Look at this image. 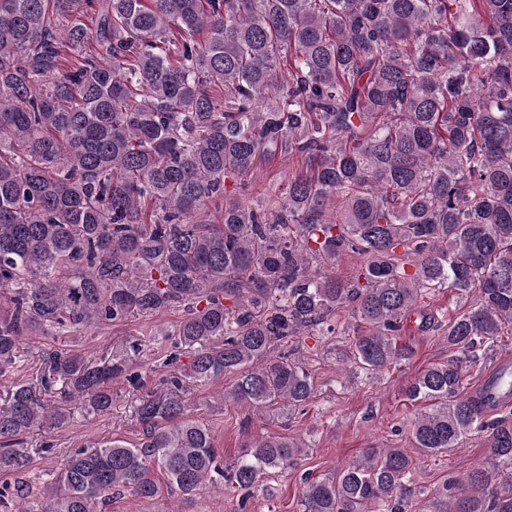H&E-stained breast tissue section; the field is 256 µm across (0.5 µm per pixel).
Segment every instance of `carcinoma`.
Returning a JSON list of instances; mask_svg holds the SVG:
<instances>
[{"label": "carcinoma", "instance_id": "cac0c4a2", "mask_svg": "<svg viewBox=\"0 0 512 512\" xmlns=\"http://www.w3.org/2000/svg\"><path fill=\"white\" fill-rule=\"evenodd\" d=\"M278 156L303 170L245 199ZM346 253L355 280L321 272ZM435 288L470 305L448 320V360L406 390L426 404L412 447L432 457L484 431L511 465L512 418L459 390L470 353L512 331V0H0V376L33 329L173 306L194 351L140 397L141 442L71 452L45 512H97L119 489L153 500L155 470L183 495L265 491L301 444L254 439L222 467L183 386L233 374L224 402L303 407L314 381L278 343L349 310L368 325L353 363L375 378L411 356L397 336ZM140 353H46L39 383L0 404V473L23 474L27 436L68 422L54 386L107 414L112 384L139 387ZM491 386L511 396L512 372ZM415 467L406 448H365L304 477L303 512H406ZM461 485L418 512H512L489 471Z\"/></svg>", "mask_w": 512, "mask_h": 512}]
</instances>
